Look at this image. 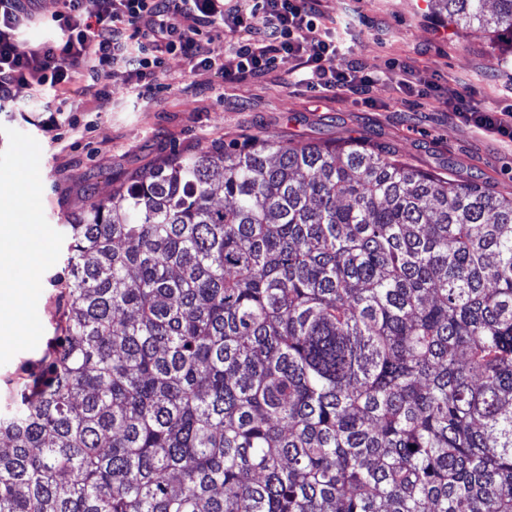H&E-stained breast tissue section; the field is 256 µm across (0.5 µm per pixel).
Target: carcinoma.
<instances>
[{
    "label": "carcinoma",
    "instance_id": "carcinoma-1",
    "mask_svg": "<svg viewBox=\"0 0 512 512\" xmlns=\"http://www.w3.org/2000/svg\"><path fill=\"white\" fill-rule=\"evenodd\" d=\"M66 261L0 512H512V195L256 139L139 172Z\"/></svg>",
    "mask_w": 512,
    "mask_h": 512
}]
</instances>
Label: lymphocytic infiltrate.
<instances>
[{
  "label": "lymphocytic infiltrate",
  "instance_id": "f902f5d3",
  "mask_svg": "<svg viewBox=\"0 0 512 512\" xmlns=\"http://www.w3.org/2000/svg\"><path fill=\"white\" fill-rule=\"evenodd\" d=\"M38 2L0 0V110L14 104L21 87L35 98L53 92L61 107L75 88L102 98L97 77L104 69L148 96L175 53L227 80L262 75L287 57L296 84L322 93L362 96L381 78L358 61L338 67L350 48L323 23L319 0H96L91 14L84 0H58L53 36L19 52L22 32L41 20ZM207 28L223 32V57L210 50ZM444 104L462 123L512 141V104L488 110L462 93L448 95Z\"/></svg>",
  "mask_w": 512,
  "mask_h": 512
}]
</instances>
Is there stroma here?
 <instances>
[{"label":"stroma","instance_id":"obj_1","mask_svg":"<svg viewBox=\"0 0 512 512\" xmlns=\"http://www.w3.org/2000/svg\"><path fill=\"white\" fill-rule=\"evenodd\" d=\"M326 21L357 15V59L379 69L396 60L422 78L471 95L481 108L511 102L512 37L474 26L457 30L428 0H322ZM290 59L259 77L222 81L214 70L168 57L165 87L134 100L110 70L98 75L108 98L70 92L57 124L42 112H0V224L36 225L41 260L23 283L21 333L0 336V409L16 398L59 336L66 310L57 278L65 273V219L109 196L116 186L169 154L242 146L255 138L338 144L354 138L425 172L486 183L512 193V142L456 120L435 99L410 95L394 79L375 83L366 99L318 94L292 82ZM78 129H70V121ZM44 162L33 174L5 169L25 144Z\"/></svg>","mask_w":512,"mask_h":512}]
</instances>
